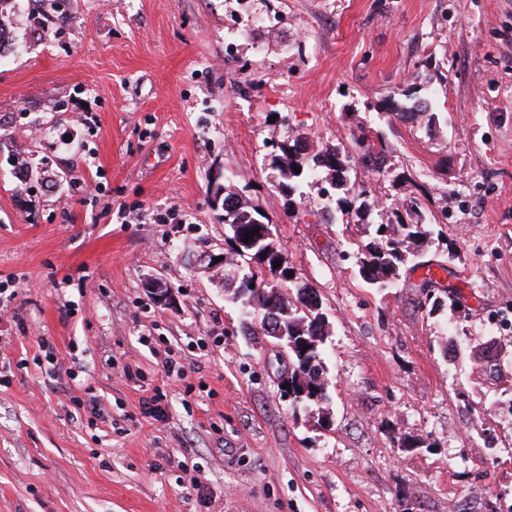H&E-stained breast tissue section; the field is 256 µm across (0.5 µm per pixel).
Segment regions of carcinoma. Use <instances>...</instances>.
Segmentation results:
<instances>
[{
  "mask_svg": "<svg viewBox=\"0 0 512 512\" xmlns=\"http://www.w3.org/2000/svg\"><path fill=\"white\" fill-rule=\"evenodd\" d=\"M434 95L420 98L407 95V102L394 103V118L412 123H423L427 127L437 126L438 117L432 112ZM276 155L273 168L280 178L277 186L290 196L319 174L325 175L332 187L345 190V196L336 199L340 209L367 211L375 204L372 191L363 184L348 185V174L353 159H358L367 170L382 175L387 171V148L382 140L373 141L364 134L355 142L353 150L338 147L310 146L307 138L286 135L275 144ZM300 168L297 173L294 168ZM226 230V265L241 263L243 272L237 281H227V300L242 309L244 321L252 327L263 326L267 315L266 293L278 287L286 294L284 307L278 308L277 316L290 339L301 336L309 340L308 353L288 352L293 387L290 392L292 407H309L313 404L311 394H303L304 387L324 375L323 346L328 336V321L322 312L321 303L314 288L288 276L290 268L282 265L284 257L277 240L264 236L263 224L267 217L263 208L244 198L234 180H224V197L221 201ZM429 208L416 189L408 190L406 203L391 211L386 220L375 225L373 233L362 242L357 252V265L363 280L380 290L391 287L404 271L420 267L442 269L444 265L428 258L434 241L433 223L429 221ZM258 229L252 239H247L253 229ZM281 266L274 267V263ZM424 302L436 306L440 303L436 293L440 292L459 306L458 294L442 286L437 278L426 274L417 285Z\"/></svg>",
  "mask_w": 512,
  "mask_h": 512,
  "instance_id": "1",
  "label": "carcinoma"
}]
</instances>
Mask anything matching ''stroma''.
<instances>
[{
  "instance_id": "stroma-1",
  "label": "stroma",
  "mask_w": 512,
  "mask_h": 512,
  "mask_svg": "<svg viewBox=\"0 0 512 512\" xmlns=\"http://www.w3.org/2000/svg\"><path fill=\"white\" fill-rule=\"evenodd\" d=\"M231 16L251 33L228 58ZM0 27V512H512V0H5ZM416 86L437 133L390 114ZM363 130L389 151L353 166L377 207L287 209L275 142ZM228 173L321 298L330 425L198 263L225 251ZM409 178L448 213L430 256L469 313L357 272Z\"/></svg>"
}]
</instances>
